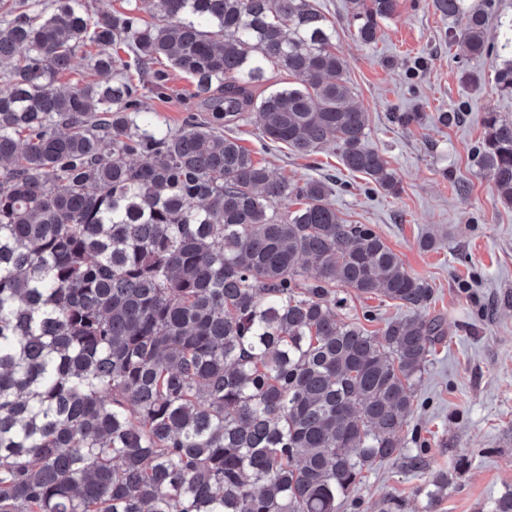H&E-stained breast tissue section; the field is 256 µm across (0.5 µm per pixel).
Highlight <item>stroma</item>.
I'll return each mask as SVG.
<instances>
[{
    "mask_svg": "<svg viewBox=\"0 0 512 512\" xmlns=\"http://www.w3.org/2000/svg\"><path fill=\"white\" fill-rule=\"evenodd\" d=\"M336 25V51L349 63L355 103L370 115L365 143L381 152L401 191L391 195L363 174L346 170L326 148L308 158L265 145L254 118L233 133L253 158L289 181L332 180L330 202L348 224H367L406 269L433 289L427 316L441 317L447 337L437 344L415 387L414 412L403 438L422 449L428 476L453 472L446 494L429 498L406 464L389 462L368 475L344 512H491L512 491V206L499 200L480 169L482 121L495 112L512 119V94L495 82L494 53L470 55L454 38L459 25L432 0H399L375 44L351 35L345 0H317ZM193 86L170 71L162 95L149 98L156 119L181 126ZM398 112L417 121L393 122ZM453 116L441 123L439 113ZM435 248L420 245L425 234ZM340 317L380 335L403 317L395 302L345 296Z\"/></svg>",
    "mask_w": 512,
    "mask_h": 512,
    "instance_id": "1",
    "label": "stroma"
}]
</instances>
